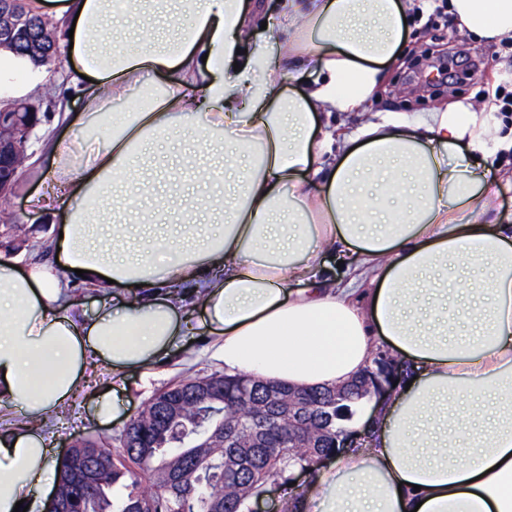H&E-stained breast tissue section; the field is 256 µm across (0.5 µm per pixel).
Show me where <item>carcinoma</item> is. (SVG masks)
I'll return each instance as SVG.
<instances>
[{"label": "carcinoma", "instance_id": "cac0c4a2", "mask_svg": "<svg viewBox=\"0 0 512 512\" xmlns=\"http://www.w3.org/2000/svg\"><path fill=\"white\" fill-rule=\"evenodd\" d=\"M273 391L288 387L249 376L188 377L154 394L131 425L110 443L88 435L77 439L74 457L84 473L76 480L57 467L58 492L67 512H248L267 484H289L290 469H314L317 458L340 451V422L367 395L321 397L299 420L323 423L314 448L291 450L293 435L279 425ZM251 431V447L240 448V429ZM128 493L114 504L112 490Z\"/></svg>", "mask_w": 512, "mask_h": 512}]
</instances>
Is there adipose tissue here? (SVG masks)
I'll list each match as a JSON object with an SVG mask.
<instances>
[{"mask_svg": "<svg viewBox=\"0 0 512 512\" xmlns=\"http://www.w3.org/2000/svg\"><path fill=\"white\" fill-rule=\"evenodd\" d=\"M73 26L69 56L82 104L68 134L45 145L48 192L28 204L62 221L57 261L0 262V404L48 422L87 370L152 367L200 328L228 375L291 387L336 386L372 365L379 344L407 360L369 411L366 447L338 452L304 489L314 512H512V230L487 219L498 193L470 156L512 150L488 124L495 99L414 117L385 112L336 136L320 114L360 112L405 34L404 0H284L267 27L276 50L244 46L243 0H35ZM460 33L512 39V0H450ZM140 48L115 51L125 28ZM319 74L277 92L292 70ZM47 65L0 49V99L50 80ZM151 109L117 111L138 95ZM197 145L182 194L145 179L146 148L175 124ZM232 145L225 167L198 149ZM228 224H174L224 210ZM346 261L336 273L329 258ZM84 270L109 301L72 304L62 271ZM56 450L44 435L0 427V512H44Z\"/></svg>", "mask_w": 512, "mask_h": 512, "instance_id": "obj_1", "label": "adipose tissue"}]
</instances>
